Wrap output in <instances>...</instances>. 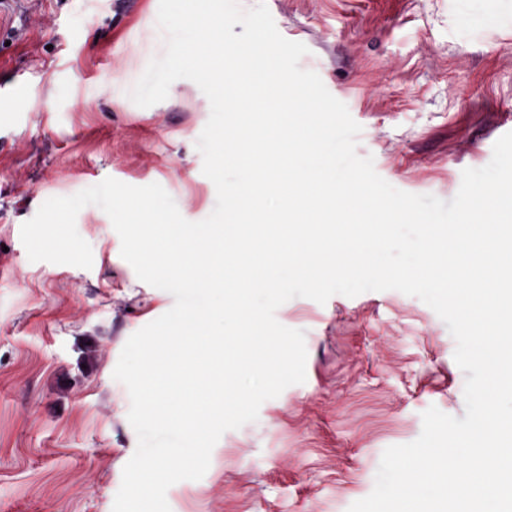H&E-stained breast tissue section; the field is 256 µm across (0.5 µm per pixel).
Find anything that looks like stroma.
I'll list each match as a JSON object with an SVG mask.
<instances>
[{
	"instance_id": "stroma-1",
	"label": "stroma",
	"mask_w": 512,
	"mask_h": 512,
	"mask_svg": "<svg viewBox=\"0 0 512 512\" xmlns=\"http://www.w3.org/2000/svg\"><path fill=\"white\" fill-rule=\"evenodd\" d=\"M303 69L361 125L357 152L413 194L454 198L512 132V0H265ZM159 0H0V512H112L138 438L113 371L128 338L173 296L138 279L98 206L76 227L84 269L28 258L21 227L52 197L111 177L160 184L182 216L216 204L196 142L210 104L175 81L148 108L129 93L165 52ZM306 380L225 432L203 478L171 486V512H348L384 450L422 413L465 416V375L446 324L396 290L294 298Z\"/></svg>"
}]
</instances>
